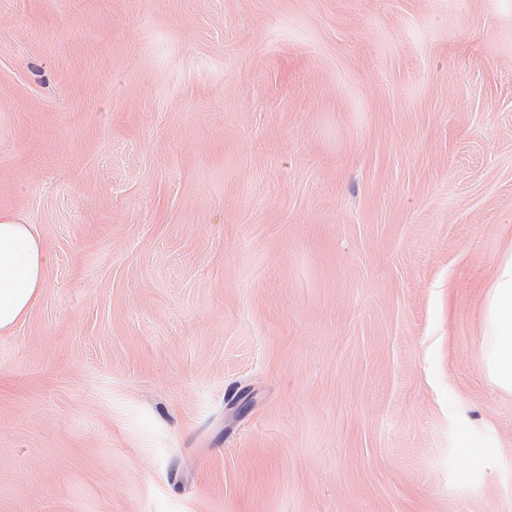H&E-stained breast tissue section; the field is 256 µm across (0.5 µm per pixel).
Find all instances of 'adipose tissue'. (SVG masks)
<instances>
[{
	"instance_id": "adipose-tissue-1",
	"label": "adipose tissue",
	"mask_w": 512,
	"mask_h": 512,
	"mask_svg": "<svg viewBox=\"0 0 512 512\" xmlns=\"http://www.w3.org/2000/svg\"><path fill=\"white\" fill-rule=\"evenodd\" d=\"M48 261L38 227L0 213V335L13 331L37 302ZM480 356L489 382L512 394V252L483 299Z\"/></svg>"
}]
</instances>
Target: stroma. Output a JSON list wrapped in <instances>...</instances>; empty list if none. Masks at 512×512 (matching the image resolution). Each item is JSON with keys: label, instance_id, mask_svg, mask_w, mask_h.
Returning a JSON list of instances; mask_svg holds the SVG:
<instances>
[{"label": "stroma", "instance_id": "obj_1", "mask_svg": "<svg viewBox=\"0 0 512 512\" xmlns=\"http://www.w3.org/2000/svg\"><path fill=\"white\" fill-rule=\"evenodd\" d=\"M0 213V512H512V0H0ZM48 261L39 228L0 213V335L13 331L37 302ZM480 356L489 382L512 394V252L483 299Z\"/></svg>", "mask_w": 512, "mask_h": 512}]
</instances>
